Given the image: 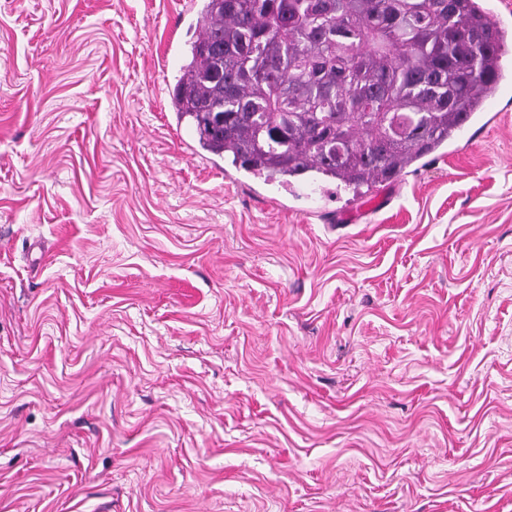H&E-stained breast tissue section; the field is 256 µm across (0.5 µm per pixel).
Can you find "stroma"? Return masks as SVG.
I'll list each match as a JSON object with an SVG mask.
<instances>
[{
	"label": "stroma",
	"mask_w": 512,
	"mask_h": 512,
	"mask_svg": "<svg viewBox=\"0 0 512 512\" xmlns=\"http://www.w3.org/2000/svg\"><path fill=\"white\" fill-rule=\"evenodd\" d=\"M202 0H0V512H512V86L310 212L170 98Z\"/></svg>",
	"instance_id": "obj_1"
}]
</instances>
